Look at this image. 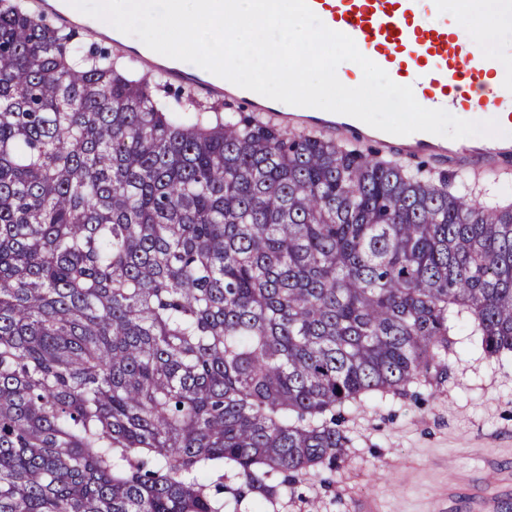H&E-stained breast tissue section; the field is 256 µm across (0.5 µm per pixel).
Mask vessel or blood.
Masks as SVG:
<instances>
[{
	"label": "vessel or blood",
	"mask_w": 512,
	"mask_h": 512,
	"mask_svg": "<svg viewBox=\"0 0 512 512\" xmlns=\"http://www.w3.org/2000/svg\"><path fill=\"white\" fill-rule=\"evenodd\" d=\"M308 5L328 28L350 36L394 82L412 86L422 106L463 116L485 114L512 125V67L459 34L448 18V0H308ZM378 141L471 169L512 159V148H502L496 139L474 148L464 142L445 146L425 132H384Z\"/></svg>",
	"instance_id": "vessel-or-blood-1"
}]
</instances>
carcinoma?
I'll return each instance as SVG.
<instances>
[{
	"mask_svg": "<svg viewBox=\"0 0 512 512\" xmlns=\"http://www.w3.org/2000/svg\"><path fill=\"white\" fill-rule=\"evenodd\" d=\"M0 0V512H267L448 311L512 354V205L154 97Z\"/></svg>",
	"mask_w": 512,
	"mask_h": 512,
	"instance_id": "1",
	"label": "carcinoma"
}]
</instances>
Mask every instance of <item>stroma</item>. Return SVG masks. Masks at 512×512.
Wrapping results in <instances>:
<instances>
[{
	"label": "stroma",
	"mask_w": 512,
	"mask_h": 512,
	"mask_svg": "<svg viewBox=\"0 0 512 512\" xmlns=\"http://www.w3.org/2000/svg\"><path fill=\"white\" fill-rule=\"evenodd\" d=\"M340 424L341 459L300 478L281 512H470L490 470L497 512H512V357L486 356L469 330L405 391L345 404Z\"/></svg>",
	"instance_id": "1"
}]
</instances>
